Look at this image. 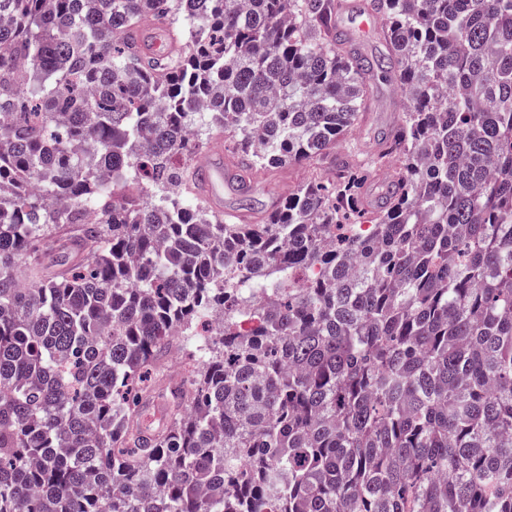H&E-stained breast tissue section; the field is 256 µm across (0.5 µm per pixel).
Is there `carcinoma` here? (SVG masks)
<instances>
[{"label":"carcinoma","instance_id":"obj_1","mask_svg":"<svg viewBox=\"0 0 512 512\" xmlns=\"http://www.w3.org/2000/svg\"><path fill=\"white\" fill-rule=\"evenodd\" d=\"M343 9L0 0V512H512V0H368L377 59ZM377 77L378 152L237 223L200 196L213 136L246 194ZM345 2L349 4L350 7L340 20V29L356 40L365 55L371 59H375V57L379 55V52L384 50L376 31L372 28L368 33L364 34L357 28V16L360 13V4L365 3L366 0H345Z\"/></svg>","mask_w":512,"mask_h":512}]
</instances>
